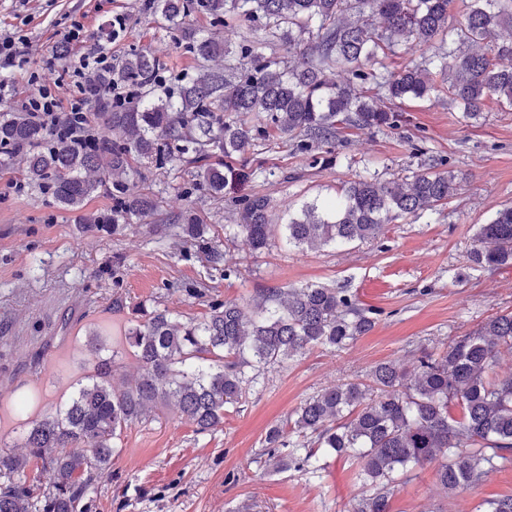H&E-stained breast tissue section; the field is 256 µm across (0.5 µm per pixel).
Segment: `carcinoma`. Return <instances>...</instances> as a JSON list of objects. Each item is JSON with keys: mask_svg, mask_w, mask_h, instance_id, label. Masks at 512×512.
Masks as SVG:
<instances>
[{"mask_svg": "<svg viewBox=\"0 0 512 512\" xmlns=\"http://www.w3.org/2000/svg\"><path fill=\"white\" fill-rule=\"evenodd\" d=\"M151 11L179 27L186 52L207 62L178 92L156 84L159 63L133 50L100 77L129 87L125 101L95 102L103 130L87 145L54 135L24 112L0 121V154L85 228L121 234L153 217L157 201L130 189L135 164L157 169L185 163L196 184L213 195H234L230 241L244 236L261 252L270 246L269 201L241 193L253 173L246 155L270 132L297 140L311 153L335 144L339 126L395 129L401 114L378 100L440 99L449 94L471 119L486 98L512 106V0H469L463 21H449L453 0H151ZM203 12L224 25L260 29L296 58L265 56L249 40L232 48L223 32L203 36L186 26ZM410 42L431 54L391 71L384 59ZM252 115L249 124L242 116ZM446 162L431 158L402 182L368 172L343 182L336 199L304 204L285 225V244L318 249L366 243L386 225L420 218L447 203L457 185ZM112 196L108 213L86 212L85 202ZM224 278L238 273L207 224L178 225ZM469 261L479 267L512 266V205L478 226ZM200 319L168 310L128 320L88 383L53 412L30 422L26 452L0 448V512H91L90 493L112 468L124 430L174 402L200 432L224 423L247 389L269 369L316 346L345 348L370 332L375 310L342 286L261 288L246 303H207ZM512 349V313L496 314L458 336L445 352H423L412 369L389 361L373 367L367 383H342L304 400L264 438L266 466L276 473L313 467L318 451L351 457L370 482L354 512H389L396 476L439 462L442 488L485 482L512 463V374L493 372L501 350ZM125 355L138 375L116 387L109 377Z\"/></svg>", "mask_w": 512, "mask_h": 512, "instance_id": "1", "label": "carcinoma"}]
</instances>
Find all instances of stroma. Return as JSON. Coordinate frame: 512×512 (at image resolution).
Instances as JSON below:
<instances>
[{
    "label": "stroma",
    "instance_id": "obj_1",
    "mask_svg": "<svg viewBox=\"0 0 512 512\" xmlns=\"http://www.w3.org/2000/svg\"><path fill=\"white\" fill-rule=\"evenodd\" d=\"M127 17L115 57L150 50L174 74L193 76L197 60L175 32L141 0H0V29L20 27L32 43L31 69L44 84L57 81L45 59L70 21L107 39L113 12ZM397 129H347L331 150L296 151L279 137L249 154L256 173L249 193L267 196L274 224L304 203L332 198L341 182L365 172L401 180L421 168L422 153L442 157L459 177L447 204L422 218L386 225L370 243L310 251L272 246L252 252L245 239L225 242L237 276L225 277L194 247L172 244L174 220L192 211L223 240L232 199L197 191L193 169L140 165L137 190L159 202L149 224L121 235L87 231L74 212L27 184L13 164H0V443L20 444L28 422L68 401L97 359L92 338L111 343L134 308L168 309L202 317L191 288L218 300L247 301L255 289L329 284L349 288L378 313L371 332L344 349L315 347L271 369L260 385L227 412L216 430L200 433L174 406L121 436L112 471L92 491V512H353L365 490L358 466L333 455L317 472L275 474L264 463L266 430L325 388L366 380L378 363L411 364L436 352L491 315L512 312V267L475 268L468 255L478 225L512 204V107L487 99L479 119L465 118L449 101L393 102ZM121 295L122 312L112 310ZM431 463L398 477L390 512H483L487 501L512 497V465L483 484L445 494Z\"/></svg>",
    "mask_w": 512,
    "mask_h": 512
}]
</instances>
